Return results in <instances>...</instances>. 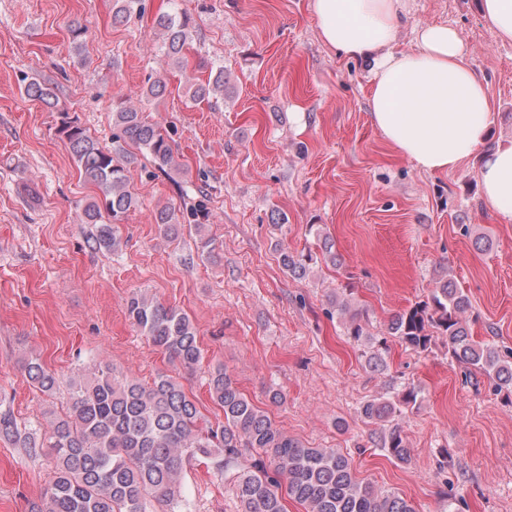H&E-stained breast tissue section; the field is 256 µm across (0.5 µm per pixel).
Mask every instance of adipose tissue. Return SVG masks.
Returning <instances> with one entry per match:
<instances>
[{
	"instance_id": "ef3b65f1",
	"label": "adipose tissue",
	"mask_w": 512,
	"mask_h": 512,
	"mask_svg": "<svg viewBox=\"0 0 512 512\" xmlns=\"http://www.w3.org/2000/svg\"><path fill=\"white\" fill-rule=\"evenodd\" d=\"M309 7L328 47L368 64L372 123L416 167L455 171L489 138V94L467 65L456 28L415 21L412 0H310ZM405 28L408 51L397 46ZM478 176L486 205L512 224V139L484 156Z\"/></svg>"
}]
</instances>
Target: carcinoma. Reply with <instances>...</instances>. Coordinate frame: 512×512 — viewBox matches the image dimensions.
I'll use <instances>...</instances> for the list:
<instances>
[{"mask_svg": "<svg viewBox=\"0 0 512 512\" xmlns=\"http://www.w3.org/2000/svg\"><path fill=\"white\" fill-rule=\"evenodd\" d=\"M142 0H114L113 20L142 12ZM162 33L160 51L168 64L184 69L189 40V18L169 12L156 17ZM224 67L206 83L190 86L188 98L196 103L224 97ZM25 95L57 109V133L68 146L76 166L102 196L84 210L86 223L99 225V246L116 249L117 223L139 205L128 188L127 165L134 145L146 152L152 170H180L182 164L162 129L137 107L124 100L112 108V147L101 145L71 117L51 89L38 82L25 85ZM201 222V203L164 206L154 222L163 236L176 239L183 220ZM320 248L293 252L276 244L283 270L295 279L308 276L311 265L323 259L338 266L335 242L317 224L308 226ZM344 288L328 299L326 314L346 318L345 330L354 343L367 348L366 364L375 371L385 368L387 337L421 352L429 350L434 334L445 338L457 360L484 372L495 390L512 397V349L500 350L472 336L465 314L468 296L453 279L443 277L429 298L396 312L388 324V336L368 330L361 310L351 308ZM126 315L149 342L164 353L172 373L158 375L150 384L134 377L117 381L112 368L99 364L91 375L69 381L68 411L51 421L40 435L19 427L11 409L0 404V439L53 461V478L42 489L30 512H180L183 503L182 473L202 457L213 474L233 481L241 512H287L285 498L306 506V512H415L414 506L395 492L378 491L359 479L344 453L334 448H309L289 437L238 388L230 371L217 363L208 372L209 395L224 413V422H207L179 381L181 370H192L204 359L197 329L182 309L165 305L141 292L126 303ZM25 377L38 390L53 394L60 378L37 355L19 360ZM419 390L408 386L393 397L365 400L359 413L375 426L371 442L395 464L406 466L412 449L403 437L401 422L417 405Z\"/></svg>", "mask_w": 512, "mask_h": 512, "instance_id": "obj_1", "label": "carcinoma"}]
</instances>
